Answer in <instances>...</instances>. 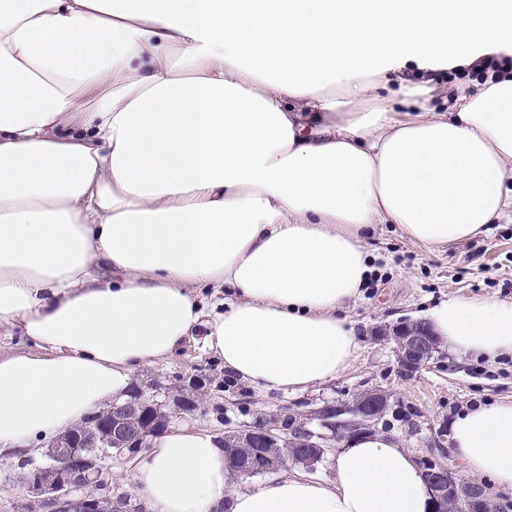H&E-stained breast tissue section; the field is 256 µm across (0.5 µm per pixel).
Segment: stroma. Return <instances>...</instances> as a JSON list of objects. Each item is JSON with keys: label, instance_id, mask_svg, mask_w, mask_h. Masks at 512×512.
<instances>
[{"label": "stroma", "instance_id": "stroma-1", "mask_svg": "<svg viewBox=\"0 0 512 512\" xmlns=\"http://www.w3.org/2000/svg\"><path fill=\"white\" fill-rule=\"evenodd\" d=\"M372 266L361 294L343 310L359 338L350 367L335 380L304 392H261L224 373L221 359L206 351L199 324L182 350L137 373L131 384L144 396L164 401L194 389L198 406L178 415L172 427L188 426L214 437L263 416L301 417L323 401L381 389L392 402L411 408V421H390L389 433L415 457L435 454L431 428L449 423L462 409L512 397V356L488 361L460 357L442 348L428 365L405 374L391 345L373 340L378 325L421 319L449 298L493 297L512 301V215L453 247L427 248L396 225H373L364 241ZM0 512H45L23 487L18 458L0 461Z\"/></svg>", "mask_w": 512, "mask_h": 512}]
</instances>
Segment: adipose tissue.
<instances>
[{
  "label": "adipose tissue",
  "instance_id": "ef3b65f1",
  "mask_svg": "<svg viewBox=\"0 0 512 512\" xmlns=\"http://www.w3.org/2000/svg\"><path fill=\"white\" fill-rule=\"evenodd\" d=\"M512 48V0H0V456L58 436L179 351L226 289L207 349L261 391L335 379L342 310L394 224L428 248L512 211V74L397 121L430 71ZM93 101L80 105V97ZM457 354H512V302L428 315ZM469 475L512 491V399L449 424ZM333 478L229 485L214 436L154 439L129 480L151 512H432L394 437L338 449ZM19 323L13 326L0 327V353H10L20 350H34L35 344L25 336Z\"/></svg>",
  "mask_w": 512,
  "mask_h": 512
}]
</instances>
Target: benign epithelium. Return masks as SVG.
Here are the masks:
<instances>
[{
	"instance_id": "7a95c632",
	"label": "benign epithelium",
	"mask_w": 512,
	"mask_h": 512,
	"mask_svg": "<svg viewBox=\"0 0 512 512\" xmlns=\"http://www.w3.org/2000/svg\"><path fill=\"white\" fill-rule=\"evenodd\" d=\"M374 339L394 342L399 363L408 370L428 362L437 350L430 328L417 321L392 331L380 327L375 330ZM146 406L159 415L155 420L157 427L164 428L170 418L190 408L191 400L179 396L171 404L165 401L148 404L139 398L128 399L87 416L83 431L89 434L91 443H86L85 437L75 431L58 437L46 451L44 460L26 475L28 491L48 512H114L105 471L99 467L94 446H99L108 456L112 455V448H120L119 460L148 447L152 433L145 427ZM388 408V394L379 390L360 393L324 402L311 417L315 425L299 426L303 432L301 437H295L276 420L269 419L225 436L224 444L231 448L262 449L257 456L234 469L238 477L273 473L294 459V449L307 445L340 446L368 431L370 421ZM420 464L435 512H448V503L456 506V512H512L511 500L496 501L483 485L458 480L437 457L424 456Z\"/></svg>"
}]
</instances>
